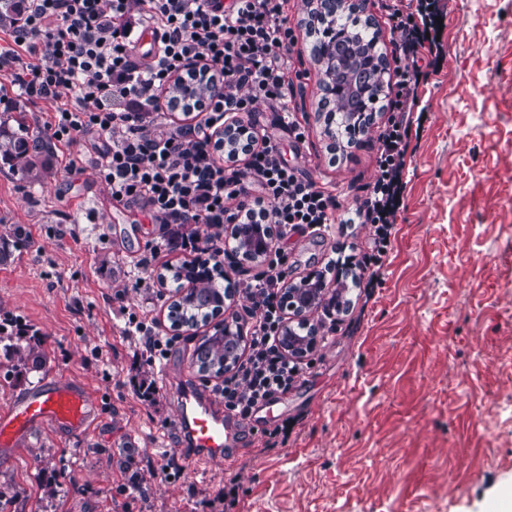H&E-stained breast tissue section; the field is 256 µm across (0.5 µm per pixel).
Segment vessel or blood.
Instances as JSON below:
<instances>
[{
    "label": "vessel or blood",
    "instance_id": "obj_1",
    "mask_svg": "<svg viewBox=\"0 0 512 512\" xmlns=\"http://www.w3.org/2000/svg\"><path fill=\"white\" fill-rule=\"evenodd\" d=\"M98 403L79 377H48L40 386L0 406V447H20L32 434L48 430L60 437L84 433L95 423ZM177 422L206 462L227 459L231 439L222 418L203 406L190 388H183Z\"/></svg>",
    "mask_w": 512,
    "mask_h": 512
}]
</instances>
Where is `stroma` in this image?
Returning a JSON list of instances; mask_svg holds the SVG:
<instances>
[{
	"instance_id": "obj_1",
	"label": "stroma",
	"mask_w": 512,
	"mask_h": 512,
	"mask_svg": "<svg viewBox=\"0 0 512 512\" xmlns=\"http://www.w3.org/2000/svg\"><path fill=\"white\" fill-rule=\"evenodd\" d=\"M444 12L437 70L421 94L401 210L371 286L346 282L343 258L371 254L373 229L346 223L288 242V279L314 270L344 284L345 312L317 310L314 352L287 401L257 411L238 497L229 512H512V0H438ZM306 0H289L299 36L303 89L296 102L305 139L275 130L288 164L345 198L374 177L373 133L333 150L319 109L321 73L310 54ZM102 142L56 146L34 176L0 167V238L13 225L28 242L0 263V314L33 326L45 352L40 372L6 378L0 405L50 375L79 376L98 402V420L80 435L40 431L14 454L0 453L11 512H193L224 485V462L184 461L182 475L157 478L145 494L126 491L123 462L148 466L178 455V379L214 405L213 380L191 358L214 334L203 325L175 334L155 362L130 315L167 317L174 283L160 274L179 254L148 259L159 235L140 204L113 201L95 170ZM74 159L77 173L63 170ZM154 379L142 403L132 378ZM288 426V441L262 450L265 431Z\"/></svg>"
}]
</instances>
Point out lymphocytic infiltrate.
<instances>
[{"instance_id":"obj_1","label":"lymphocytic infiltrate","mask_w":512,"mask_h":512,"mask_svg":"<svg viewBox=\"0 0 512 512\" xmlns=\"http://www.w3.org/2000/svg\"><path fill=\"white\" fill-rule=\"evenodd\" d=\"M435 0H381L398 40L392 43L395 91L390 117L377 137V175L352 213L375 227L374 245L385 253L403 197L409 132L429 73L423 61L438 43ZM151 28L157 61L147 70L134 61L138 28ZM296 37L288 0H25L24 12L0 40V76L17 95L52 99L59 106L45 124L47 137L69 146L94 134L104 141L99 177L118 203H140L164 233L149 246L189 251L220 264L223 222L271 224L276 235L265 269L240 279L249 300V338L215 392L240 423L301 379L298 362L281 346L285 322L289 238L334 223L335 195L283 159L278 143L262 135L244 149L243 165L221 158L213 137L234 119L255 126L259 106L274 124L302 139L291 105ZM217 75L223 93L184 98L182 112L196 124L166 137L147 132L160 117L161 97L173 77L203 83L195 63ZM216 233L201 232V225Z\"/></svg>"}]
</instances>
